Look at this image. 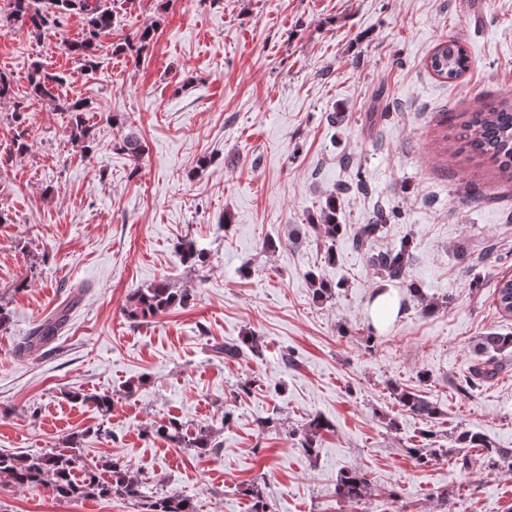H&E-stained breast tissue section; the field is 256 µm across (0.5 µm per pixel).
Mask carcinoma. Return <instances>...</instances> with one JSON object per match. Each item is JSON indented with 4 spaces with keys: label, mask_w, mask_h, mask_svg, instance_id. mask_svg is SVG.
Segmentation results:
<instances>
[{
    "label": "carcinoma",
    "mask_w": 512,
    "mask_h": 512,
    "mask_svg": "<svg viewBox=\"0 0 512 512\" xmlns=\"http://www.w3.org/2000/svg\"><path fill=\"white\" fill-rule=\"evenodd\" d=\"M83 16L85 25L80 39L69 43L68 51L85 69L94 71L99 67L97 56L100 36L112 27V11L106 0H7V9H0V31H9L15 26L27 30L35 39L47 30L59 25L68 14ZM155 35L153 27H145L136 32L133 41L140 48L148 47ZM131 41V42H133ZM131 42L125 41L115 46V51L124 52L131 48ZM471 66L470 53L464 45L452 40L440 41L429 58L428 67L440 78L454 83ZM62 82V77L46 72L35 66L29 77V97L47 101L54 110L68 114L69 138L82 151L94 150L89 138V129L84 118L87 110L86 101L71 99L60 101L53 93L55 85ZM10 102L11 116L14 122L22 125L29 120V103L19 100L14 95L13 81L0 71V102ZM452 146L456 153H468L491 161L502 174L512 180V103H485L483 106L458 115V122L453 128ZM120 149L125 151L135 162L145 152V145L133 131L123 136ZM398 218V213L378 210L372 223L364 224L352 238L353 248L365 249L384 225ZM326 248V257L330 260L336 256V237L343 232V225L336 223V195L328 197L320 223L313 225ZM409 246L403 245L398 250H389L371 256V263L390 281L403 280L406 277V258ZM175 253L180 262L193 269L202 268L206 263V254L197 249L192 241L182 240L175 245ZM308 279L313 287V297L319 301L331 299L336 295L338 285L328 282L311 271ZM409 299L413 301L420 313L432 314L437 305L425 300L422 289L414 282L407 285ZM496 306L503 313H512V278L502 277L495 285ZM193 301V295L186 289H177L165 280L136 289L125 307V315L134 322L155 318L177 308H187ZM70 306L56 309L45 317L25 341L27 349L32 350L47 344L66 326ZM509 351L512 353V335L503 336L487 333L473 344V352L478 356L473 377L456 383V388L463 395L471 393L476 381L493 378L499 367L498 355ZM224 356L229 358H258L261 345L254 335L242 337L240 343L224 345ZM394 399L400 410L418 417L429 425L420 435L417 444L404 449L405 454L418 464L429 462L435 447L437 433L430 424L436 422L441 411L436 403L412 389L393 388ZM76 401L92 402L98 409L109 412L112 409V396L95 394L85 396L73 395ZM332 423L320 416H315L297 439V446L307 455H314L318 435L328 431ZM155 434L181 448H193L201 457L214 454L219 444L215 442L211 427L201 426L196 434L187 437L183 434V424L177 419L159 423ZM453 446L446 449L454 467L463 471L473 468L479 460L488 468L512 472V448H498L492 444L480 430L461 425L450 433ZM479 450L478 456L469 454V450ZM108 476H103L98 467L83 463L73 454L63 452L40 455L19 456L0 453V474L8 476L19 487L42 485L50 489L57 498L74 496L99 497L109 499L113 496L139 500L140 512H196L194 502L180 494L171 493L154 499L140 498V482L126 465L113 461L107 465ZM242 493L253 501L252 512H269V505L259 488L251 485L242 489ZM369 493L367 474L357 468L340 473L336 482V494L345 501L359 502Z\"/></svg>",
    "instance_id": "1"
}]
</instances>
